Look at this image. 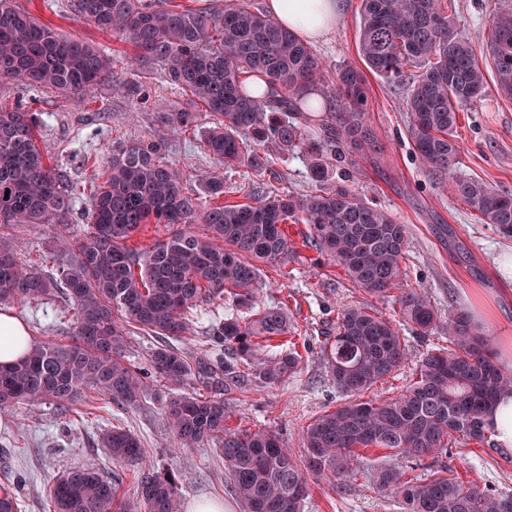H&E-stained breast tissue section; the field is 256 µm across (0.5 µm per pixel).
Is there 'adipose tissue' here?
<instances>
[{"instance_id":"adipose-tissue-1","label":"adipose tissue","mask_w":512,"mask_h":512,"mask_svg":"<svg viewBox=\"0 0 512 512\" xmlns=\"http://www.w3.org/2000/svg\"><path fill=\"white\" fill-rule=\"evenodd\" d=\"M267 14L303 41H316L329 34L341 19L345 0H265ZM32 337L24 321L13 312L0 311V365L25 356Z\"/></svg>"}]
</instances>
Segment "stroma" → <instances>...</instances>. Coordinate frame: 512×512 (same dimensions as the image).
<instances>
[{
	"label": "stroma",
	"instance_id": "35a3bbf8",
	"mask_svg": "<svg viewBox=\"0 0 512 512\" xmlns=\"http://www.w3.org/2000/svg\"><path fill=\"white\" fill-rule=\"evenodd\" d=\"M17 2L59 32L92 40L112 58L111 82L97 86L84 103L64 111L58 110L54 96L48 94L0 90L6 101L21 99L41 113L45 146L72 181L81 183L90 175L89 168L80 164L79 152L93 148L102 155L135 137L164 143L166 157L183 168L185 175L213 166L202 142L210 122L208 114H200L196 129L182 134L157 121L158 104L182 99L160 69L131 67L124 43L76 14L71 0ZM346 2V12L336 27L312 45L330 70L343 64L363 65L358 53L361 0ZM451 6L459 32L480 47L487 42L495 11L511 8L512 0H452ZM367 80L368 118L384 151L376 160L356 158L360 173L356 188L407 225L408 286L425 291L439 312L459 309L476 324L488 327L495 347L512 342V285L501 282L498 266L501 255L512 250V238L480 223L461 198L428 175L407 136L406 87L372 74ZM458 134L455 176L482 179L499 193L512 196V99L501 95L495 80H488L481 101L460 113ZM271 174L284 192L304 194L313 187L306 164L295 155L274 156ZM7 232L19 258L51 273V256L57 247L55 225L23 224L8 227ZM315 255L310 248L304 257L289 262L284 278L273 269H264L259 297L261 306L288 308L298 326L288 340L303 357L301 371L279 386L250 385L224 395L231 410L230 426L276 435L298 456L305 452V426L342 398L321 355L322 342L339 309L368 303L388 316L396 306L393 298L373 300L349 285L337 265L311 266ZM11 309L35 339L66 342L73 334V312L63 299L42 305L15 303ZM232 310V303L225 299L197 308L187 333L173 339V346L192 356L216 357L210 329ZM172 393L167 382L151 374L136 405H119L91 392L74 412L54 402L0 406V480L13 482L21 512H52L48 487L63 466L97 468L112 479L120 496L136 497L132 469L114 466L101 446L103 434L122 425L140 439L147 460L158 471L176 476L183 505L204 500L223 505V512H244L231 492L219 448L213 444L184 448L170 432L164 406ZM451 464L467 480L512 492V450L485 453L470 444ZM303 512H400V508L392 495L376 488L372 478L358 479L344 492L315 479Z\"/></svg>",
	"mask_w": 512,
	"mask_h": 512
}]
</instances>
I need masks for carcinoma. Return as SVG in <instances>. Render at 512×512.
Returning a JSON list of instances; mask_svg holds the SVG:
<instances>
[{
    "instance_id": "obj_1",
    "label": "carcinoma",
    "mask_w": 512,
    "mask_h": 512,
    "mask_svg": "<svg viewBox=\"0 0 512 512\" xmlns=\"http://www.w3.org/2000/svg\"><path fill=\"white\" fill-rule=\"evenodd\" d=\"M72 9L134 51L141 68L158 66L186 103L162 105L158 118L174 132L212 118L203 144L215 167L195 175L208 206L185 191L184 172L157 141L131 139L97 156L85 154L90 230L70 228L75 189L39 145L44 121L18 102L0 101V227L57 224V275L19 261L0 232V303H41L62 296L73 306L70 341L36 340L19 361L0 365V406L55 402L76 405L92 390L135 405L144 392L125 359L127 336L163 339L188 330V313L229 298L257 305L261 272L287 265L295 253L285 224H305L306 245L342 267L354 288L383 299L391 293L399 320L367 306L340 310L322 346L326 372L345 396L303 430L298 458L270 433L228 425L218 393L176 395L165 415L187 448L217 445L230 485L246 512H302L313 478L340 487L366 474L361 452L389 451L373 481L400 502L402 512H512V493L463 479L448 463L454 449L489 442L485 417L512 373L495 359L492 334L465 312L441 316L422 291L405 286L408 228L358 193L352 157L375 150L366 124V76L342 65L328 75L307 43L261 13L251 0H224L217 13L175 0H72ZM358 48L366 67L393 83L411 81L407 134L431 176L445 183L502 236L512 237V197L479 179L452 178L459 112L486 88V69L472 41L457 31L445 0H362ZM499 91L512 98V12L493 15L486 42ZM423 71L411 78L409 68ZM112 80V60L95 45L64 35L16 0H0V89L47 92L63 107ZM319 88L333 110L309 99ZM299 153L314 187L284 194L268 183H224V172L257 175L272 153ZM241 193L248 203L222 201ZM145 224H164L169 236L140 250L129 239ZM407 326L419 338L441 333L448 346L423 354L413 379L395 396L364 395L404 363ZM295 331L288 310L262 307L245 318L224 317L211 328L225 361L195 359L169 344L151 350L148 364L166 382L184 386L214 376L224 391L252 379L278 385L301 370L296 349L274 341ZM112 462L136 469L138 498L126 502L112 481L91 467H63L53 479L54 512H179L176 478L145 465L140 440L112 427L101 440ZM421 473H416V470ZM0 512H19L18 497L0 486Z\"/></svg>"
}]
</instances>
